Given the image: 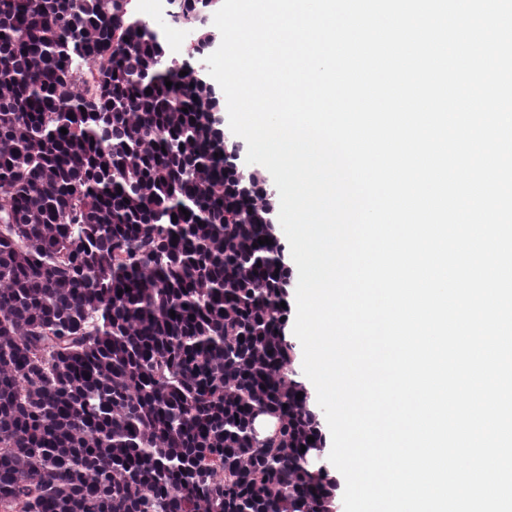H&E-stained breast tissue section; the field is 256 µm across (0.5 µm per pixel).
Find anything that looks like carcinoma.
<instances>
[{
    "label": "carcinoma",
    "mask_w": 512,
    "mask_h": 512,
    "mask_svg": "<svg viewBox=\"0 0 512 512\" xmlns=\"http://www.w3.org/2000/svg\"><path fill=\"white\" fill-rule=\"evenodd\" d=\"M130 3L0 0V512H332L259 173Z\"/></svg>",
    "instance_id": "cac0c4a2"
}]
</instances>
